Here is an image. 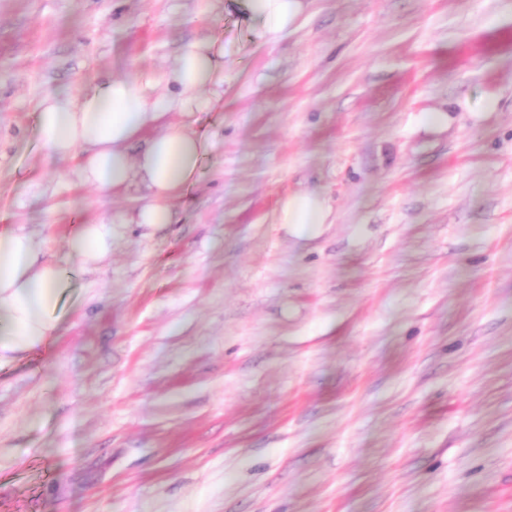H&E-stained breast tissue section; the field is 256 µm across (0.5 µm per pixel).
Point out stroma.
<instances>
[{"label": "stroma", "mask_w": 512, "mask_h": 512, "mask_svg": "<svg viewBox=\"0 0 512 512\" xmlns=\"http://www.w3.org/2000/svg\"><path fill=\"white\" fill-rule=\"evenodd\" d=\"M245 4L0 0V229L70 276L0 363V512H512V0H309L274 44ZM204 37L178 222L82 267L75 229L142 196L43 159L38 102ZM304 191L309 238L275 221ZM329 216L323 196L317 192H297L281 201L276 223L291 224L298 235L305 236V225L328 224Z\"/></svg>", "instance_id": "stroma-1"}]
</instances>
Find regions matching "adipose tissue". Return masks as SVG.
Wrapping results in <instances>:
<instances>
[{
    "label": "adipose tissue",
    "mask_w": 512,
    "mask_h": 512,
    "mask_svg": "<svg viewBox=\"0 0 512 512\" xmlns=\"http://www.w3.org/2000/svg\"><path fill=\"white\" fill-rule=\"evenodd\" d=\"M307 0H249L259 35L276 42L293 30ZM224 93V47L203 38L183 47L159 80L110 78L80 95H47L38 103L34 132L49 157L78 158L83 184L101 192L144 188L145 202L131 221L176 223L174 197L191 185L209 142L193 128L195 113L209 110ZM181 115L169 122L170 113ZM141 143L131 153L133 143ZM330 210L318 193L297 192L280 203L277 221L296 233L327 223ZM84 264L112 250V225H81L70 241ZM40 242L14 230L0 231V360L34 348L53 335L55 312L67 285L64 269L42 258Z\"/></svg>",
    "instance_id": "adipose-tissue-1"
}]
</instances>
